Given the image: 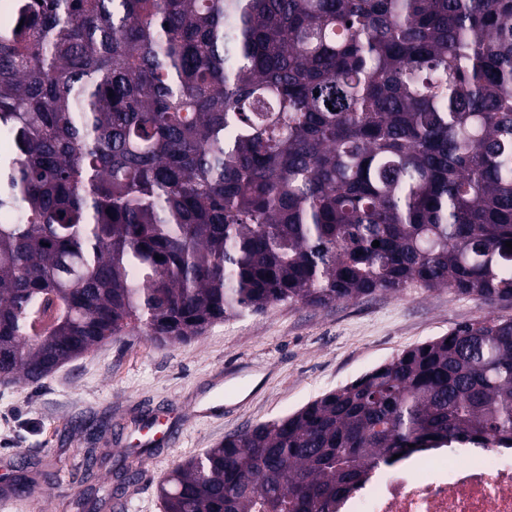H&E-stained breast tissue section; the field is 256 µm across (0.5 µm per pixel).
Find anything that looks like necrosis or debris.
Segmentation results:
<instances>
[{"label": "necrosis or debris", "mask_w": 512, "mask_h": 512, "mask_svg": "<svg viewBox=\"0 0 512 512\" xmlns=\"http://www.w3.org/2000/svg\"><path fill=\"white\" fill-rule=\"evenodd\" d=\"M500 448H435L377 467L342 512H512V464Z\"/></svg>", "instance_id": "1"}]
</instances>
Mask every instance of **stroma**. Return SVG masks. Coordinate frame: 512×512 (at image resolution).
I'll use <instances>...</instances> for the list:
<instances>
[{"mask_svg":"<svg viewBox=\"0 0 512 512\" xmlns=\"http://www.w3.org/2000/svg\"><path fill=\"white\" fill-rule=\"evenodd\" d=\"M489 307L448 289L417 286L325 308L281 303L216 324L187 343L136 334L109 341L36 383L0 384V512H164L158 487L225 434L278 419L342 387L403 350L487 316ZM222 396L204 416L197 405ZM165 415L168 446L135 448L143 422ZM97 456H89V449ZM137 461L118 492L115 474ZM52 463L43 493L10 489L28 464ZM110 501L79 505L87 472Z\"/></svg>","mask_w":512,"mask_h":512,"instance_id":"stroma-1","label":"stroma"}]
</instances>
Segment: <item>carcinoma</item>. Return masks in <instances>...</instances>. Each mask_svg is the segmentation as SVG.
<instances>
[{"instance_id":"carcinoma-1","label":"carcinoma","mask_w":512,"mask_h":512,"mask_svg":"<svg viewBox=\"0 0 512 512\" xmlns=\"http://www.w3.org/2000/svg\"><path fill=\"white\" fill-rule=\"evenodd\" d=\"M10 11L1 384L285 302L417 285L512 303V0ZM452 443L512 448L511 315L224 436L159 494L164 512H340L393 455Z\"/></svg>"}]
</instances>
